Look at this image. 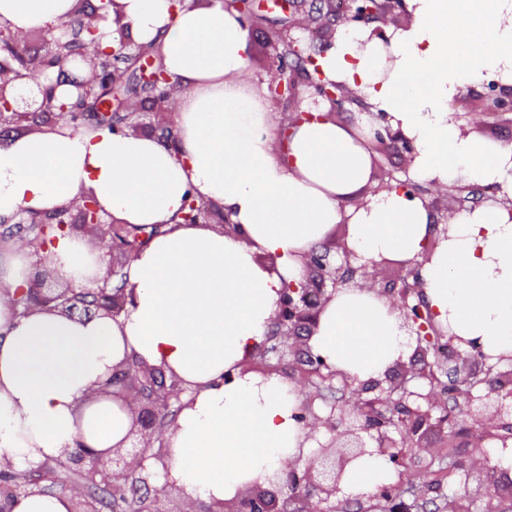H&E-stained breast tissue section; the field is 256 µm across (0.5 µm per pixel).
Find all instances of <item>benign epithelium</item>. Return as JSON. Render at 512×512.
<instances>
[{
  "label": "benign epithelium",
  "mask_w": 512,
  "mask_h": 512,
  "mask_svg": "<svg viewBox=\"0 0 512 512\" xmlns=\"http://www.w3.org/2000/svg\"><path fill=\"white\" fill-rule=\"evenodd\" d=\"M369 0H347L344 12L341 15L331 13L332 20L329 24L321 23L323 42L322 48L333 45L336 35L340 30L370 28V36L386 39V29L405 28L411 22V16L406 11L404 0H384V6L378 8L367 5ZM288 9L292 10V19L289 29L279 33L273 40L274 47L278 48L272 61L271 84L278 86L279 93L271 97L276 103L279 98L288 96L295 101V107L288 115V125H293L298 120L311 116L312 109L301 107L299 87H306L308 97L313 100L315 109H320L322 104H328L325 117L330 118L340 111L346 102L363 103L362 97L354 91L347 93L339 99L336 92L325 87L319 82L323 75L315 76L309 71H299L288 64L279 47L285 45L294 47L295 39L291 37L293 29H307L310 22L306 11L303 9V0H289ZM103 18L100 8H95L90 13L81 17V31L88 36H94L98 31V22ZM119 48L112 51V55L118 56L129 62L136 63L141 60L140 46L129 36L124 27H119ZM26 38H20L8 25H0V126L14 121L39 120L46 125H54L59 121H66L74 127L83 125L84 113L74 103L59 102L56 100L53 88L41 89V99L19 96L12 99L6 98L8 89L18 81L28 77L30 71L42 72L59 66L54 56L29 57L21 50V44ZM63 50L64 59L68 60L74 55L81 57L88 68L90 76L78 81L75 86L79 90H95L104 88L108 91L122 86L128 79L129 67L102 68L103 56L90 53L87 43L74 37L65 41H59ZM135 80L151 93L152 112L156 122L151 128L155 132L167 131L164 126V115L171 109L176 88L163 74L160 68L147 70L139 67V75ZM486 92L479 99L462 98L460 102L464 109L471 112H483L504 114L512 112V85L502 84L497 80L484 83ZM124 112L121 121H116L119 112H95V121L102 125H112L118 131L139 132L140 124L133 120L140 108L137 103L128 99L122 102L120 112ZM372 148L378 150L384 146L397 145L408 154L409 159H414L415 147L411 140L399 131H393L385 126L375 129L369 139ZM195 211L182 215L186 224H210L216 222L224 230L232 226L228 215L224 214L221 206L215 203L193 202ZM53 223L41 224L39 218L33 216L19 220L21 224H35L39 234H46L48 229L56 228L60 231L75 228L81 229L86 235L95 240H102L106 235H111V246L108 252L114 249H122L129 245L123 235L112 231L114 225L108 223L107 218L111 214L103 210L91 196L82 198L81 202L55 209L51 212ZM304 267L308 276L299 285L289 284L282 289L279 311L275 320L278 334L291 338L301 335L303 330H311L315 327L317 317L330 300L327 293L326 281H332L337 285L335 273L330 271L327 254L311 251L304 258ZM117 274L114 264H108L106 275L102 285L91 291V295H100L107 299V304L97 305L96 308H80L73 304L75 292L71 288H65L56 294L51 301L55 307L71 317H90L100 311L112 314V310L125 305V296L121 290L109 288L110 278ZM423 284L419 277H414L413 282L403 281L399 294L401 304L399 309L404 318V325L408 328L409 335L415 337V354L420 357L423 367L415 369L399 360L392 365L381 379H370L365 382H357V379L344 377L347 386L354 387L353 394L359 396L364 392L377 391L381 396L367 402L359 398L358 402L364 403L358 411H350L347 417L341 421L348 422L346 435L354 437V449L345 452L338 451L335 445L321 449L320 454L314 456L304 467L299 470L289 465L283 471L286 485L292 490L288 496L278 497L275 491L255 486L239 493L236 497L224 502H216L210 505L205 512H316L312 502V496L318 495L322 500L328 501L338 497L341 492L340 483L346 466L354 459L369 455L378 456L386 460L394 468L405 466L402 453L394 451L398 447L397 440L392 436L391 426L394 419L379 409L381 405L392 404L393 413L397 414L405 425L403 437H415L421 435L432 425L433 412L437 408L435 391L426 394L410 391L405 387L407 376H428L432 363L427 361V354L431 350V341L423 339L428 326L421 322L426 318L433 320V315L423 301L414 304L408 301L412 293L421 294ZM298 352L306 356L307 363L316 372L323 370L330 374L336 373L326 361L312 353L307 344V339H302ZM136 372L141 381L129 380L130 371L123 366L112 375V385H119L130 397L131 402L139 404L146 402V406L135 410L134 430L132 434L140 436L139 445L130 448H115L112 454L98 453L90 456L82 448H75L65 452L66 464L54 471L53 474L45 473L43 466H38L25 473L13 470L11 463L0 461V512H8V505L16 494L28 490L31 486L41 484L44 479H51L61 486L71 481V474L83 475H112V486L109 495L114 502L126 501L129 478L135 476L140 463L147 458V452L151 448L153 429L156 418L167 406L169 397L179 395L182 389L178 385H165L163 376L157 369L136 363ZM506 380L488 386L481 395H467V403L475 401L481 403L477 408H469L466 415L475 424L485 425L489 421L495 422L496 427L512 432V423L504 421V416L512 415V368L505 371ZM299 420L311 431L321 428L329 432L337 431L338 425L334 415L326 418L313 413L301 412ZM365 433L372 440V446L368 447L362 441L360 433ZM379 504L374 507L376 512H412V506L407 504L403 495L394 485L382 486L374 495Z\"/></svg>",
  "instance_id": "1"
}]
</instances>
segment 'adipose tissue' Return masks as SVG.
I'll list each match as a JSON object with an SVG mask.
<instances>
[{
    "instance_id": "ef3b65f1",
    "label": "adipose tissue",
    "mask_w": 512,
    "mask_h": 512,
    "mask_svg": "<svg viewBox=\"0 0 512 512\" xmlns=\"http://www.w3.org/2000/svg\"><path fill=\"white\" fill-rule=\"evenodd\" d=\"M409 28L387 41L359 32L337 38L320 63L413 142L411 177L445 189L495 187L481 205L456 212L433 253L435 228L420 199L398 192L351 199L372 176L370 125L314 119L293 126L286 155L273 152L276 120L251 86L246 31L224 0H115L98 46L115 47L126 26L155 43L180 92L178 137L169 149L150 135L64 124L0 145V222L69 204L85 194L119 223L157 227L123 270L126 303L116 317L79 320L58 309L23 308L35 263L74 289L105 275L101 242L56 233L40 246L0 240V460L36 468L76 444L107 453L128 445L134 412L100 395L113 368L138 360L189 391L164 435L166 484L189 504L269 487L284 465L306 462L313 441L297 419L301 400L286 379L245 374L264 343L286 284L300 283L304 256L335 225L363 261L420 262L423 291L448 333L486 355L512 357V145L463 135L448 107L466 87L512 84V0H405ZM78 0H0V23L18 33L71 34ZM223 207L237 226L182 223L187 195ZM268 254L276 271L258 258ZM308 344L339 373L382 377L411 352L400 312L373 287L337 289ZM379 457L346 471L342 494L390 484Z\"/></svg>"
}]
</instances>
